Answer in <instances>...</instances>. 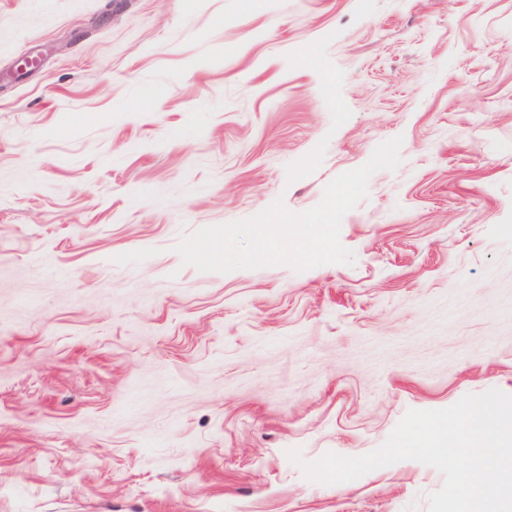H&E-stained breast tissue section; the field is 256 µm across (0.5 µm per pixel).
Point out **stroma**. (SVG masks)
<instances>
[{
  "instance_id": "1",
  "label": "stroma",
  "mask_w": 512,
  "mask_h": 512,
  "mask_svg": "<svg viewBox=\"0 0 512 512\" xmlns=\"http://www.w3.org/2000/svg\"><path fill=\"white\" fill-rule=\"evenodd\" d=\"M402 137L353 264L201 272ZM512 394V0H0V512H428L411 409Z\"/></svg>"
}]
</instances>
